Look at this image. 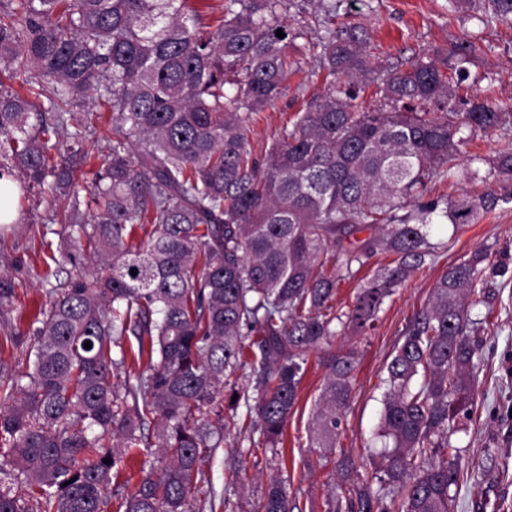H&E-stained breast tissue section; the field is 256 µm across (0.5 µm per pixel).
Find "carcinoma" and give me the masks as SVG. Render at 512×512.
I'll use <instances>...</instances> for the list:
<instances>
[{
	"label": "carcinoma",
	"instance_id": "cac0c4a2",
	"mask_svg": "<svg viewBox=\"0 0 512 512\" xmlns=\"http://www.w3.org/2000/svg\"><path fill=\"white\" fill-rule=\"evenodd\" d=\"M286 8L222 0L211 23V0H0V193L37 194L43 221L73 243L69 260L97 267L48 291L28 371L0 370V446L26 487L1 489L0 512H107L134 448L153 449L155 464L116 512L215 509L199 487L205 464L224 442L281 444L322 348L308 432L320 455L307 468L340 455L328 512H454L464 448L452 423L473 405L480 360L469 307L485 273L506 268L476 251L410 320L382 379L376 489L336 451L360 352L329 346L373 328L385 299L437 257L432 226L456 233L512 205L508 135L466 173L483 191L425 200L456 175L461 147L506 133L512 113L484 91L460 93L479 52L468 39L377 73L380 103L366 109L355 90L372 73L366 41L330 30L317 43L329 91L259 161L254 115L288 90V37L301 35ZM448 10L512 22V0ZM94 116L107 118V146L88 175ZM379 253L395 259L337 313L338 281ZM14 265L0 256V306L14 298ZM132 337L146 368L119 384ZM261 512H293L273 477Z\"/></svg>",
	"mask_w": 512,
	"mask_h": 512
}]
</instances>
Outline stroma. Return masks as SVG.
<instances>
[{"instance_id":"1","label":"stroma","mask_w":512,"mask_h":512,"mask_svg":"<svg viewBox=\"0 0 512 512\" xmlns=\"http://www.w3.org/2000/svg\"><path fill=\"white\" fill-rule=\"evenodd\" d=\"M352 26L363 30L369 58L375 64L405 61L473 37L480 53L470 67L471 75L486 76L496 97L512 113L511 24L483 25L474 16L449 12L448 0H340L330 27L341 34ZM288 57L298 70L288 76L286 95L254 117L249 148L259 158L268 154L276 132L328 88L318 50L310 39L289 41ZM15 205L16 222L0 226V255L20 261L14 272L15 296L0 308V367L8 370L26 356L27 338L36 328V308L47 302L48 291L57 282L89 271L88 266L66 259L69 246L62 241L61 227L43 223V208L34 207L21 195ZM431 238L444 242V249L386 299L374 329L358 343L354 397L341 425L339 445L352 453L365 480L373 473V455L382 448L376 432L382 410L381 380L390 353L412 316L428 303L448 266L487 247L494 263L512 269V207L456 233L438 226ZM44 239L53 241L57 257L49 266L38 255ZM485 288V299L471 307L472 317L484 325L479 333L481 363L473 413L464 421L468 450L461 461L455 512H512V282L490 276ZM323 378L317 355H310L298 406L285 426L282 445L253 448L245 443L217 449L205 467V478L218 501L217 512H258L273 477L284 481L294 512H327L335 468L328 464L311 471L306 466L308 459L320 454L310 447L307 436Z\"/></svg>"}]
</instances>
